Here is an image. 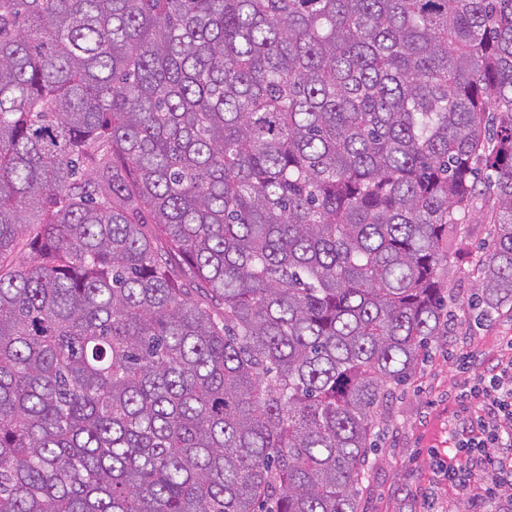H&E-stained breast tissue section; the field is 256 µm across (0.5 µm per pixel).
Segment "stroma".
<instances>
[{"instance_id":"35a3bbf8","label":"stroma","mask_w":512,"mask_h":512,"mask_svg":"<svg viewBox=\"0 0 512 512\" xmlns=\"http://www.w3.org/2000/svg\"><path fill=\"white\" fill-rule=\"evenodd\" d=\"M451 281L460 303L454 311V335L433 342L415 376L399 386L378 449L371 452L360 512H469L468 497L444 479L455 427L465 421L457 397L506 353L512 338V315L470 319L463 303L474 279L449 260Z\"/></svg>"}]
</instances>
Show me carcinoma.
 Returning a JSON list of instances; mask_svg holds the SVG:
<instances>
[{"instance_id":"1","label":"carcinoma","mask_w":512,"mask_h":512,"mask_svg":"<svg viewBox=\"0 0 512 512\" xmlns=\"http://www.w3.org/2000/svg\"><path fill=\"white\" fill-rule=\"evenodd\" d=\"M473 211L512 0H0V512H359Z\"/></svg>"}]
</instances>
